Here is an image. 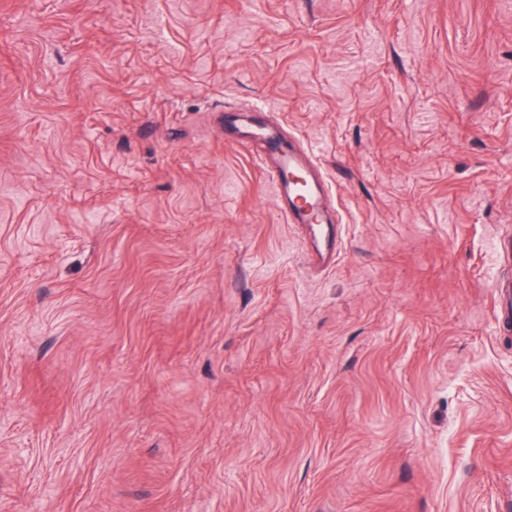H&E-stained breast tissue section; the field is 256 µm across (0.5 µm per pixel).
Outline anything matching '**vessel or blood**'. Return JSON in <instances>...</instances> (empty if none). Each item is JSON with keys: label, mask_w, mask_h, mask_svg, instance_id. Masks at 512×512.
Here are the masks:
<instances>
[{"label": "vessel or blood", "mask_w": 512, "mask_h": 512, "mask_svg": "<svg viewBox=\"0 0 512 512\" xmlns=\"http://www.w3.org/2000/svg\"><path fill=\"white\" fill-rule=\"evenodd\" d=\"M241 137L258 141L262 169L275 187L278 207L287 223L307 228L313 240L310 261L332 267L338 252L339 231L328 219L333 198L327 180L309 152L284 140L278 127L243 126ZM495 318L501 332L512 329V280L498 283L494 293Z\"/></svg>", "instance_id": "b4317fda"}]
</instances>
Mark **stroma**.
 Returning a JSON list of instances; mask_svg holds the SVG:
<instances>
[{"instance_id": "obj_1", "label": "stroma", "mask_w": 512, "mask_h": 512, "mask_svg": "<svg viewBox=\"0 0 512 512\" xmlns=\"http://www.w3.org/2000/svg\"><path fill=\"white\" fill-rule=\"evenodd\" d=\"M509 231L512 0H0V512H512ZM239 135L227 139L238 143L244 138L259 141L262 169L275 187L278 207L288 224L308 229L313 240L309 260L321 268L332 267L338 252L339 231L327 214L333 208L327 180L308 151L297 149L284 140L277 126H248L238 128ZM301 170L305 175L302 186L283 180L286 170ZM495 288V318L500 331L509 332V328H512V280L500 282Z\"/></svg>"}]
</instances>
